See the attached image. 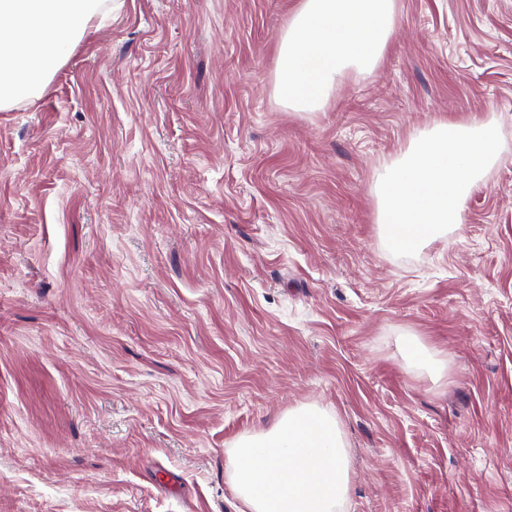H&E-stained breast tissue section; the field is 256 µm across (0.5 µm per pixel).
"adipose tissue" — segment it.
I'll return each mask as SVG.
<instances>
[{
    "mask_svg": "<svg viewBox=\"0 0 512 512\" xmlns=\"http://www.w3.org/2000/svg\"><path fill=\"white\" fill-rule=\"evenodd\" d=\"M103 0H0V111L38 99L101 13ZM400 0H301L277 36L274 96L319 112L351 74L379 66ZM497 118L435 121L375 170L372 193L386 249L419 250L461 231L465 203L505 145ZM227 477L241 512H343L346 444L334 413L305 404L237 438Z\"/></svg>",
    "mask_w": 512,
    "mask_h": 512,
    "instance_id": "1",
    "label": "adipose tissue"
}]
</instances>
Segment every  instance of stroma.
Listing matches in <instances>:
<instances>
[{
  "instance_id": "obj_1",
  "label": "stroma",
  "mask_w": 512,
  "mask_h": 512,
  "mask_svg": "<svg viewBox=\"0 0 512 512\" xmlns=\"http://www.w3.org/2000/svg\"><path fill=\"white\" fill-rule=\"evenodd\" d=\"M114 2L0 112V512H238L234 440L301 404L345 512H512V0H403L320 112L274 97L300 0ZM491 116L462 232L387 251L377 166ZM399 346L406 361L414 368L427 373L434 381L443 377L446 369L445 363L436 358L417 336L411 333L401 334Z\"/></svg>"
}]
</instances>
